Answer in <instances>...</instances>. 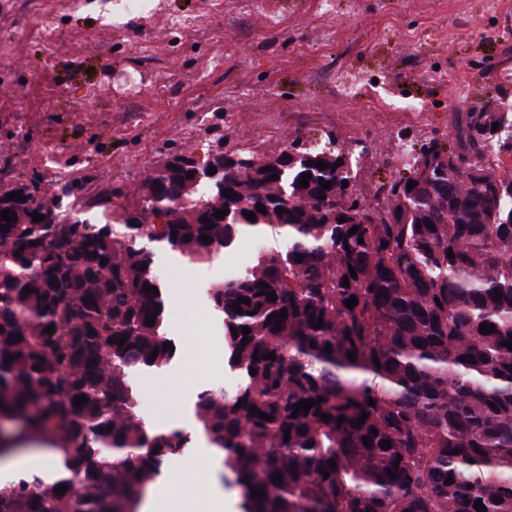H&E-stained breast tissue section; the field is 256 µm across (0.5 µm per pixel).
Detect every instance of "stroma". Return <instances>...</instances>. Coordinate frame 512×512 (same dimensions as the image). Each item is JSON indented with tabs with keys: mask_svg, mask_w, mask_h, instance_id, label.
<instances>
[{
	"mask_svg": "<svg viewBox=\"0 0 512 512\" xmlns=\"http://www.w3.org/2000/svg\"><path fill=\"white\" fill-rule=\"evenodd\" d=\"M28 2L7 4L19 54L0 68V192L75 188L93 224L137 207L135 188L174 154L245 143L274 154L299 137L343 148L354 188L368 198L414 143L447 138L456 115L512 112V0H260L249 14L229 0H159L137 13L124 0L77 9L60 0L51 56ZM169 15L195 19L200 35L166 27ZM349 83L359 87L351 101L341 95ZM256 250L244 239L202 266L156 249L175 357L164 381L139 376L144 419L195 432L200 389L236 388L222 319L193 296L248 268ZM200 448L162 467L182 512L205 474L195 465Z\"/></svg>",
	"mask_w": 512,
	"mask_h": 512,
	"instance_id": "35a3bbf8",
	"label": "stroma"
}]
</instances>
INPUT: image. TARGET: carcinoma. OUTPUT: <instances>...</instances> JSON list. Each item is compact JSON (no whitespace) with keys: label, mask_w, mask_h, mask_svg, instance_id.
<instances>
[{"label":"carcinoma","mask_w":512,"mask_h":512,"mask_svg":"<svg viewBox=\"0 0 512 512\" xmlns=\"http://www.w3.org/2000/svg\"><path fill=\"white\" fill-rule=\"evenodd\" d=\"M505 127L511 112L465 113L454 142L411 149L408 174L386 185L381 204L343 187L353 177L342 149L298 138L273 155H173L143 185L137 210L103 224L81 218L77 200L64 202L72 190L46 198L23 185L26 201L0 198L11 219H0L11 225L0 230V420L13 423L0 430V459L41 441L66 464L58 476L21 471L0 481V512H138L165 461L190 443L189 433L154 429L140 413L136 377L174 357L162 350L170 338L152 246L205 264L246 236L273 244L245 272L206 288L239 383L204 392L195 406L236 474L245 512H477L479 499L486 512H512V171L486 160L512 156ZM282 310L277 330L269 316ZM482 324L494 332L480 333ZM80 395L88 402L77 409ZM310 399L309 413L292 417Z\"/></svg>","instance_id":"cac0c4a2"}]
</instances>
